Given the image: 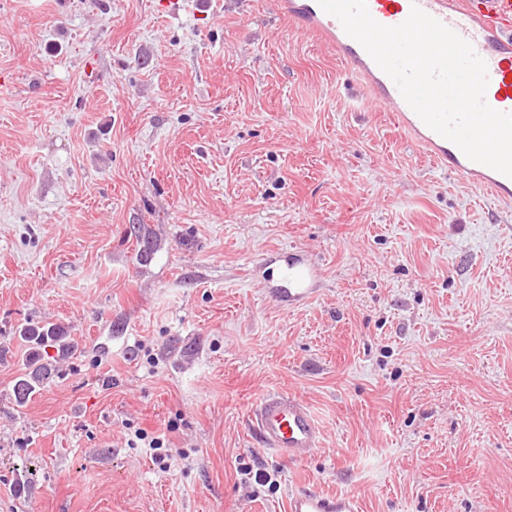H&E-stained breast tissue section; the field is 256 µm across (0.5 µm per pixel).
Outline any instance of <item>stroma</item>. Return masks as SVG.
<instances>
[{
  "label": "stroma",
  "mask_w": 512,
  "mask_h": 512,
  "mask_svg": "<svg viewBox=\"0 0 512 512\" xmlns=\"http://www.w3.org/2000/svg\"><path fill=\"white\" fill-rule=\"evenodd\" d=\"M167 2L0 0V512H512V202L273 0ZM297 251L291 306L259 264ZM37 323L78 350L20 408ZM266 394L305 459L256 441ZM320 278L318 265L308 259H293L281 270L279 278L269 284L273 292L288 298V305H303L314 298V286ZM253 427L264 448L293 460L321 444V429L300 400L280 395L262 398L253 413ZM360 497L355 493L325 494L297 488L288 494L287 512H360Z\"/></svg>",
  "instance_id": "stroma-1"
}]
</instances>
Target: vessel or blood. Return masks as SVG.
I'll return each instance as SVG.
<instances>
[{"label": "vessel or blood", "mask_w": 512, "mask_h": 512, "mask_svg": "<svg viewBox=\"0 0 512 512\" xmlns=\"http://www.w3.org/2000/svg\"><path fill=\"white\" fill-rule=\"evenodd\" d=\"M375 21L385 26L404 22L419 8L467 40L487 66V103L500 112H512V0H367ZM276 9L294 27L314 37L367 83L373 102L392 112L399 128L423 146L438 167L486 189L495 197L512 198V178L470 160L451 141L430 129L411 109L393 80L366 50L324 12L317 0H277ZM321 269L307 259H294L270 287L302 305L314 298ZM253 427L263 447L293 460L321 444V429L311 410L300 400L280 395L262 398L253 413ZM287 512H361L354 493L326 494L298 488L288 495Z\"/></svg>", "instance_id": "obj_1"}]
</instances>
